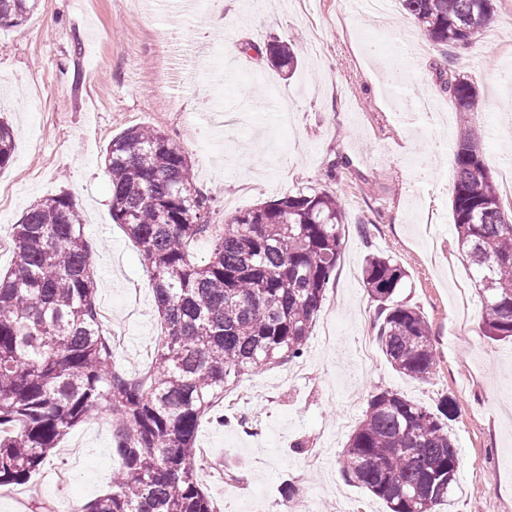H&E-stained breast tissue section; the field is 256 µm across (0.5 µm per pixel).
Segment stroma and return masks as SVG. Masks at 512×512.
Masks as SVG:
<instances>
[{
  "label": "stroma",
  "instance_id": "1",
  "mask_svg": "<svg viewBox=\"0 0 512 512\" xmlns=\"http://www.w3.org/2000/svg\"><path fill=\"white\" fill-rule=\"evenodd\" d=\"M497 23L461 47L429 41L393 6L373 26L350 0H229L223 29L186 0H39L18 27L0 28V119L15 133L14 162L0 189L22 190L0 209V274L14 263L10 236L33 203L58 194L79 207L99 303L124 334L115 355L129 375L149 365L162 333L152 284L138 248L111 213L104 151L134 125L153 126L188 156L197 189L215 201L212 223L227 222L226 200L243 211L301 191L328 192L344 213L341 254L301 357L242 376L234 416L206 420L197 447L220 461L202 475L215 512H282L287 487L314 512H386L341 472L340 455L372 395L389 389L432 408H456L458 447L449 512H512V341L482 335L481 300L459 255L452 215L454 147L461 129L445 81L468 79L486 104L473 132L493 179L512 151L495 115L512 116V0ZM293 42L295 73L269 63L268 44ZM231 56L228 69L168 78L169 57L192 51ZM444 107L447 124L413 103ZM388 255L408 274L396 298L429 323L437 366L424 380L396 372L384 355L361 370L356 352L375 336L377 306L362 271ZM118 466L112 417L101 412L57 445L30 484L0 488V512H45L51 502L104 494ZM43 496L32 499L30 485Z\"/></svg>",
  "mask_w": 512,
  "mask_h": 512
}]
</instances>
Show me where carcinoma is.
Masks as SVG:
<instances>
[{
    "mask_svg": "<svg viewBox=\"0 0 512 512\" xmlns=\"http://www.w3.org/2000/svg\"><path fill=\"white\" fill-rule=\"evenodd\" d=\"M439 45L460 46L497 20L494 0H399ZM38 0H0V27H18ZM291 69V45H267ZM459 122L485 106L474 85L452 77ZM14 133L0 120V171ZM453 224L482 302V333L512 338V220L479 142L463 134L454 153ZM112 220L140 250L164 336L148 382L114 368L100 320L82 215L66 194L32 205L14 225V269L0 276V486L20 485L50 462L59 441L105 408L119 460L112 486L75 512H214L196 466L201 420L242 375L300 358L340 257L343 211L312 190L261 204L225 224L209 220L210 198L193 187L192 167L165 132L131 126L105 153ZM212 241L210 258L190 255ZM407 273L371 254L363 283L377 302L376 336L392 368L425 379L436 366L428 322L395 295ZM451 406L436 409L383 390L344 448L345 476L381 499L387 512H445L457 485Z\"/></svg>",
    "mask_w": 512,
    "mask_h": 512,
    "instance_id": "obj_1",
    "label": "carcinoma"
}]
</instances>
